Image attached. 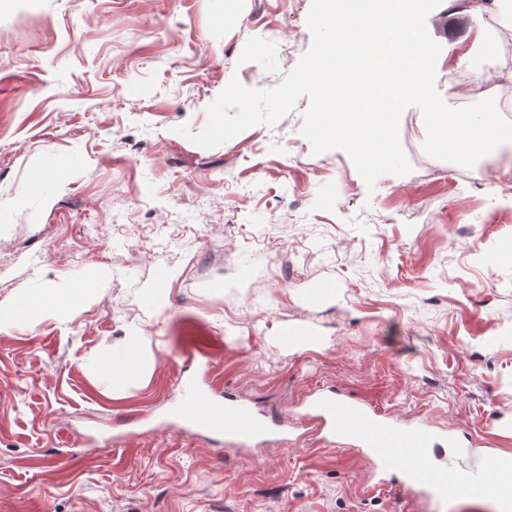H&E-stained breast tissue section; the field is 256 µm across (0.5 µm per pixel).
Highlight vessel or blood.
<instances>
[{
	"label": "vessel or blood",
	"mask_w": 512,
	"mask_h": 512,
	"mask_svg": "<svg viewBox=\"0 0 512 512\" xmlns=\"http://www.w3.org/2000/svg\"><path fill=\"white\" fill-rule=\"evenodd\" d=\"M310 408L322 422V441L361 452L377 472L398 474L405 491L423 499L465 504L488 498L500 512H512V456H496L483 469H470L446 460L448 449L461 445L454 435L398 423L366 402L338 393L315 397ZM178 424L185 432L217 436L235 448L293 437L278 419L202 387L182 403Z\"/></svg>",
	"instance_id": "vessel-or-blood-1"
}]
</instances>
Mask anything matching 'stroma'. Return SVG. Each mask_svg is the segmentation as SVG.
<instances>
[{
	"mask_svg": "<svg viewBox=\"0 0 512 512\" xmlns=\"http://www.w3.org/2000/svg\"><path fill=\"white\" fill-rule=\"evenodd\" d=\"M311 5L0 9V307L24 288L96 286L77 313L0 333V512H462L317 441L303 402L329 388L512 454V150L461 178L426 154L412 106L399 127L412 172L370 189L344 151L312 153L305 97L213 148L175 131H200L231 78L278 87L311 45ZM475 27L468 12L427 18L451 52L435 85L453 108L482 95L450 75L502 86ZM116 224L156 248H131ZM168 270L177 279L149 305ZM295 328L317 343L283 344ZM136 329L152 340L147 376L113 385L98 365ZM191 378L282 415L300 441L182 436L171 415Z\"/></svg>",
	"mask_w": 512,
	"mask_h": 512,
	"instance_id": "1",
	"label": "stroma"
}]
</instances>
